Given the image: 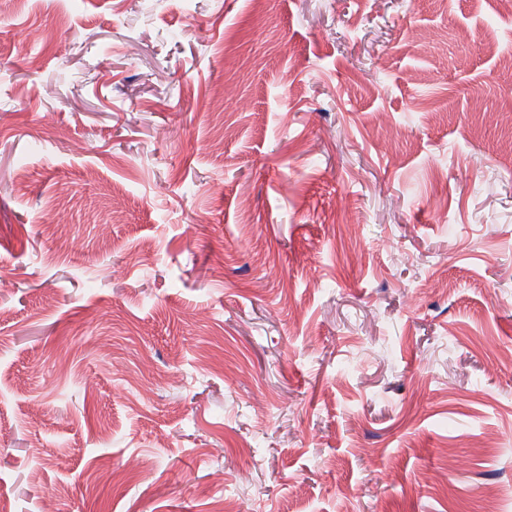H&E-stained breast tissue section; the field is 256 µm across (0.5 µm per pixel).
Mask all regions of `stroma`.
Instances as JSON below:
<instances>
[{
    "instance_id": "obj_1",
    "label": "stroma",
    "mask_w": 512,
    "mask_h": 512,
    "mask_svg": "<svg viewBox=\"0 0 512 512\" xmlns=\"http://www.w3.org/2000/svg\"><path fill=\"white\" fill-rule=\"evenodd\" d=\"M509 57L494 0H0L12 512H512Z\"/></svg>"
}]
</instances>
